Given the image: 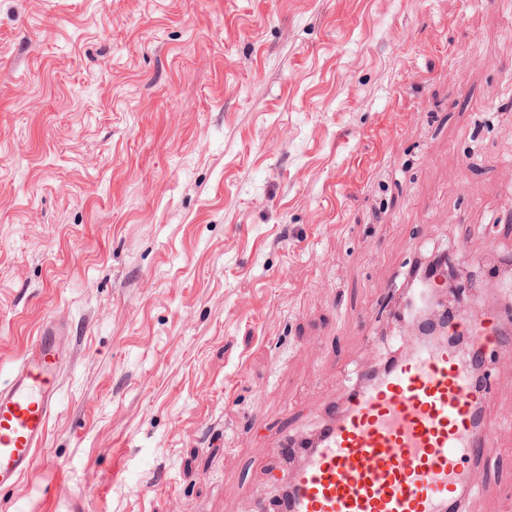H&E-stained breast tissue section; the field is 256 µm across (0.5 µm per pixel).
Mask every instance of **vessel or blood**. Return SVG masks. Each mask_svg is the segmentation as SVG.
Returning a JSON list of instances; mask_svg holds the SVG:
<instances>
[{
	"label": "vessel or blood",
	"mask_w": 512,
	"mask_h": 512,
	"mask_svg": "<svg viewBox=\"0 0 512 512\" xmlns=\"http://www.w3.org/2000/svg\"><path fill=\"white\" fill-rule=\"evenodd\" d=\"M59 327L42 326L0 384V492L31 470L61 384ZM485 387L453 345L419 348L348 396L290 485L283 512H461L465 472L492 448Z\"/></svg>",
	"instance_id": "b4317fda"
}]
</instances>
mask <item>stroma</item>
<instances>
[{
    "label": "stroma",
    "mask_w": 512,
    "mask_h": 512,
    "mask_svg": "<svg viewBox=\"0 0 512 512\" xmlns=\"http://www.w3.org/2000/svg\"><path fill=\"white\" fill-rule=\"evenodd\" d=\"M512 259V0H0V381L66 362L0 512H251L400 356L390 288ZM465 512H512V352Z\"/></svg>",
    "instance_id": "stroma-1"
}]
</instances>
